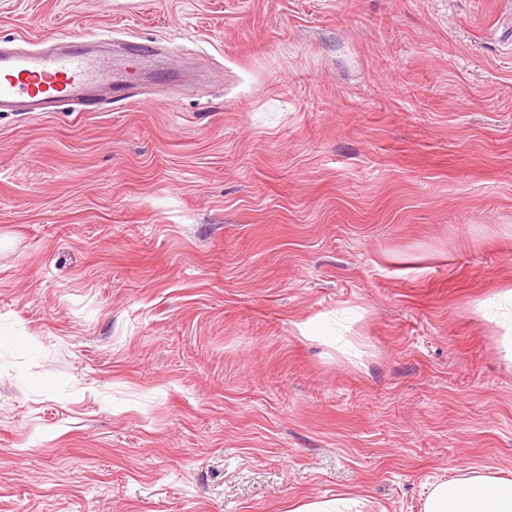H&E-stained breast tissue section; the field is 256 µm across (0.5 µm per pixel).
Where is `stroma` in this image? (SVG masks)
I'll list each match as a JSON object with an SVG mask.
<instances>
[{
  "mask_svg": "<svg viewBox=\"0 0 512 512\" xmlns=\"http://www.w3.org/2000/svg\"><path fill=\"white\" fill-rule=\"evenodd\" d=\"M75 29L153 101L0 112V512L512 479V0H0Z\"/></svg>",
  "mask_w": 512,
  "mask_h": 512,
  "instance_id": "1",
  "label": "stroma"
}]
</instances>
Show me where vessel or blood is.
I'll return each mask as SVG.
<instances>
[{
	"label": "vessel or blood",
	"instance_id": "1",
	"mask_svg": "<svg viewBox=\"0 0 512 512\" xmlns=\"http://www.w3.org/2000/svg\"><path fill=\"white\" fill-rule=\"evenodd\" d=\"M87 35L75 32L59 47L40 49L0 46V112H97L100 102L91 88L106 85L114 97L128 84L112 78L111 59L89 50Z\"/></svg>",
	"mask_w": 512,
	"mask_h": 512
}]
</instances>
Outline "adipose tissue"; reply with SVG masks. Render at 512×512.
<instances>
[{
	"instance_id": "1",
	"label": "adipose tissue",
	"mask_w": 512,
	"mask_h": 512,
	"mask_svg": "<svg viewBox=\"0 0 512 512\" xmlns=\"http://www.w3.org/2000/svg\"><path fill=\"white\" fill-rule=\"evenodd\" d=\"M424 512H512V480L477 474L438 483Z\"/></svg>"
}]
</instances>
